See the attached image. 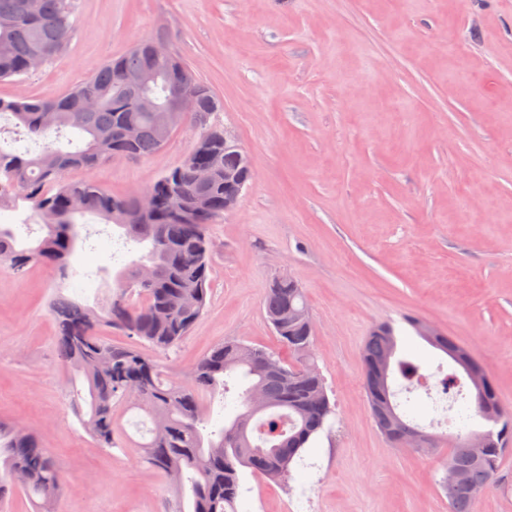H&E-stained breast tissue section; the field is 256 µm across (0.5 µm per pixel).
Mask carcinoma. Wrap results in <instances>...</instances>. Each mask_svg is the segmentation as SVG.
Returning <instances> with one entry per match:
<instances>
[{"mask_svg":"<svg viewBox=\"0 0 512 512\" xmlns=\"http://www.w3.org/2000/svg\"><path fill=\"white\" fill-rule=\"evenodd\" d=\"M75 27L73 0H41L31 15L27 0H0V80L28 73V58L36 45L53 48L55 60L70 43ZM143 40L124 55L106 61L97 73L57 96L0 97V119L15 121L31 145L24 150L0 148V207L30 203L33 216L46 230L35 246H21L11 231L0 227V262L20 274L31 263L45 261L68 278L69 263L80 232L76 217L95 216L122 230L124 243L149 244L146 259L155 269L147 285L135 281L137 263L114 277L112 296L101 308L83 305L56 290L50 311L56 324V342L72 379L81 382L75 409L82 424L102 448L122 446L118 413L125 406L145 409L153 428L150 441L140 445L142 460L171 477L176 495L172 512H238L240 472L245 468L273 481L290 477L291 466L317 439L335 406L322 374L311 356L315 328L304 291L297 280L277 277L264 301L267 321L289 359L263 348L227 340L213 348L189 371V381L164 377L157 357L138 348L118 347L101 329H118L146 342L157 353H167L187 336L201 318L209 287V225L224 218V171L237 167L235 155L224 152V127L217 121L197 124V113L208 117L222 110L219 99L175 57L157 66L158 76L144 94L167 92L168 79L179 76L188 93L183 123L199 131L194 148L151 185L156 206L139 210V195L109 194L91 181H69L71 170L95 169L101 163L132 156L141 158L163 148L156 134L154 113L138 109L136 99L124 94L122 75L150 64ZM98 107L84 112L86 98ZM139 128V137L126 143L119 132L127 124ZM212 169L211 180L195 183V167ZM398 336L390 324L376 327L367 337L361 361L364 389L371 413L387 409L389 423L379 432L392 444L419 426L398 411L391 388L397 376L408 394L418 391L421 367L402 358L378 383L368 372L386 355H396ZM282 370L269 374L268 360ZM485 376L475 390V413L492 419L491 434L482 457L474 460L457 445L448 449L447 465L463 480L441 483L448 512H473L476 487L492 486L505 448L512 440V409L504 407L485 367L473 360ZM242 371L248 385L241 394L243 409L218 431L206 429L207 407L218 393L226 394L225 377ZM141 387L137 397L130 389ZM464 383L454 372L443 381L448 396V421L464 424L471 418ZM263 392L261 405L251 404L253 390ZM62 477L54 459L38 438L0 422V504L21 492L35 512H54Z\"/></svg>","mask_w":512,"mask_h":512,"instance_id":"cac0c4a2","label":"carcinoma"}]
</instances>
